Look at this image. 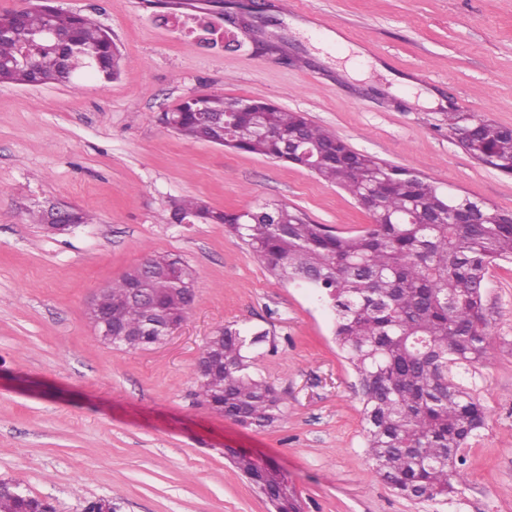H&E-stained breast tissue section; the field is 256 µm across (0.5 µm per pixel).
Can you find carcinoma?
<instances>
[{
	"label": "carcinoma",
	"instance_id": "1",
	"mask_svg": "<svg viewBox=\"0 0 512 512\" xmlns=\"http://www.w3.org/2000/svg\"><path fill=\"white\" fill-rule=\"evenodd\" d=\"M47 26L62 36L59 43L42 42L39 32ZM24 50L30 65L17 67L14 61ZM122 64L112 35L89 16L39 2L0 14V84L67 85L86 74L109 83ZM226 102L205 96L180 103L173 132L207 143L227 137L226 148L303 167L301 150L287 152L298 136L313 153V173L373 212V223L343 235L282 203L242 216L196 198L173 202L171 221L222 224L272 276L316 290L335 314L336 343L358 375L364 448L373 468L405 498L437 500L455 493L463 482L458 452L485 428L487 411L453 369L489 359L493 327L482 304L485 278L490 267L512 262V215L481 199L446 194L425 177L354 150L304 113L264 100L251 103L266 110L265 134L251 111L235 113L223 129L198 116L222 112ZM448 128L473 158L512 172V128L465 112L448 113ZM140 272L146 273L147 288L130 297L128 277ZM194 281L181 256L151 254L143 269L105 288L102 308L113 321L132 327L160 306L181 320L187 301L168 289ZM268 336L266 330L225 326L205 348L224 355V372L197 377L211 409L257 430L287 418L284 399L252 371L254 354ZM234 466L279 500L281 512H296L288 483L273 466H254L246 455L237 456ZM0 512L56 510L24 494L0 497Z\"/></svg>",
	"mask_w": 512,
	"mask_h": 512
}]
</instances>
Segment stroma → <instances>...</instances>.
Segmentation results:
<instances>
[{
    "label": "stroma",
    "mask_w": 512,
    "mask_h": 512,
    "mask_svg": "<svg viewBox=\"0 0 512 512\" xmlns=\"http://www.w3.org/2000/svg\"><path fill=\"white\" fill-rule=\"evenodd\" d=\"M302 65L256 50L210 0H51L91 16L119 46V78L0 84V480L56 512L111 499L115 512H268L224 455L273 463L301 512H512V264L483 295L491 357L462 374L485 429L461 451L448 498L398 496L368 462L358 377L333 341L334 314L272 277L223 225L174 224L170 203L242 211L283 203L337 233L371 218L308 169L184 139L163 112L197 94L305 113L353 149L441 190L512 211V175L477 161L452 112L512 127V0H268ZM339 35L329 49L320 37ZM57 202L89 223L52 234L32 209ZM180 255L197 297L165 345L103 344L91 297L151 253ZM228 324L265 329L257 372L286 422L245 428L199 394L195 366Z\"/></svg>",
    "instance_id": "stroma-1"
}]
</instances>
